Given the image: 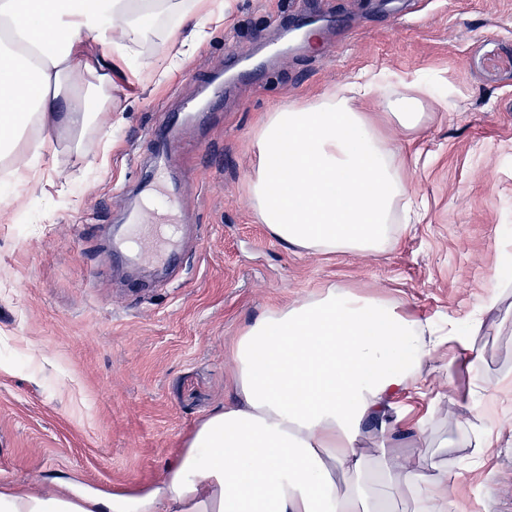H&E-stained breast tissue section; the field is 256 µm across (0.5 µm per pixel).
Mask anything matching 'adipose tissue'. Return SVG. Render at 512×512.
Wrapping results in <instances>:
<instances>
[{"label":"adipose tissue","mask_w":512,"mask_h":512,"mask_svg":"<svg viewBox=\"0 0 512 512\" xmlns=\"http://www.w3.org/2000/svg\"><path fill=\"white\" fill-rule=\"evenodd\" d=\"M171 21L177 55L199 49L224 22L222 0H0V164L37 170L65 140L97 163L93 136L112 113V73L168 77L161 58L140 48ZM111 23L110 58L90 41ZM431 87L417 78L387 85L362 70L336 92L263 113L255 127L249 205L270 236L312 254L391 251L414 205L415 143L432 119ZM477 319L437 323L400 303L335 284L267 310L244 325L231 351L235 397L202 422L162 488L138 498L136 512H463L448 470L433 477L427 456L394 438L424 440L442 414V393L423 376L477 372L484 353ZM473 384L457 421L474 458L491 446V427ZM428 400L412 418L414 400ZM390 440L367 452L366 429ZM96 499L0 490V512H97Z\"/></svg>","instance_id":"adipose-tissue-1"}]
</instances>
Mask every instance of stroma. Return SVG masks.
<instances>
[{"label":"stroma","instance_id":"1","mask_svg":"<svg viewBox=\"0 0 512 512\" xmlns=\"http://www.w3.org/2000/svg\"><path fill=\"white\" fill-rule=\"evenodd\" d=\"M301 13L318 21L320 51L226 81L210 119L175 132L182 265L163 275L117 259L108 242L158 149L153 130L202 100L228 54L279 40ZM360 69L423 74L455 103L415 144L423 218L381 257L287 248L248 205L256 120ZM112 98L105 164L63 146L29 183L0 176V489L68 482L108 504L161 487L195 428L234 397L239 329L343 283L435 320L481 314L478 373L434 363L425 375L457 394L487 389L502 424L484 461L494 481L461 478L469 449L437 457L468 512H512V238L499 237L512 225V0H225L223 27L170 78L118 75Z\"/></svg>","mask_w":512,"mask_h":512}]
</instances>
